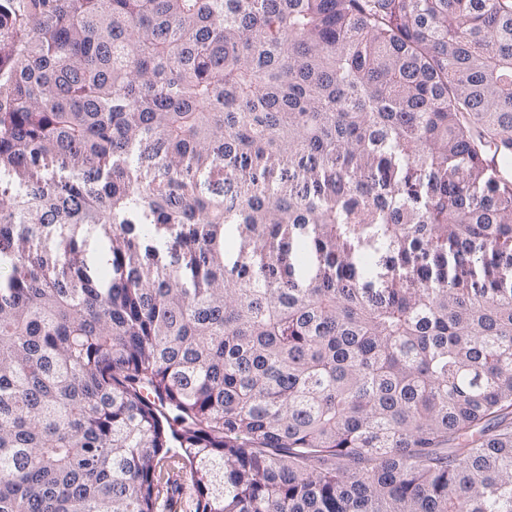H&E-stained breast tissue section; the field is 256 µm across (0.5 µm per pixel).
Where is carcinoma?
<instances>
[{"mask_svg":"<svg viewBox=\"0 0 512 512\" xmlns=\"http://www.w3.org/2000/svg\"><path fill=\"white\" fill-rule=\"evenodd\" d=\"M498 156L512 0H0V512H512ZM163 461L160 489L166 501V512H194L196 495L189 467L173 448Z\"/></svg>","mask_w":512,"mask_h":512,"instance_id":"cac0c4a2","label":"carcinoma"}]
</instances>
